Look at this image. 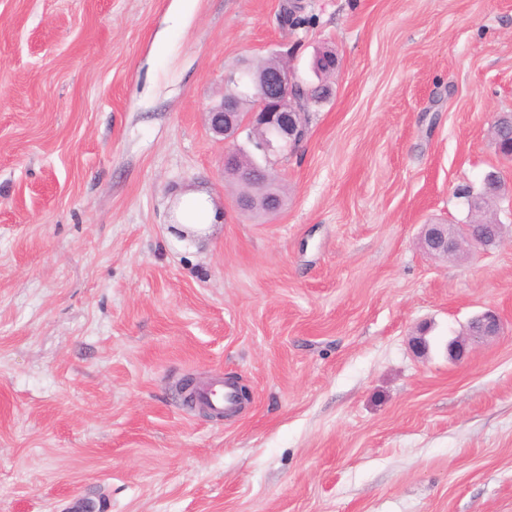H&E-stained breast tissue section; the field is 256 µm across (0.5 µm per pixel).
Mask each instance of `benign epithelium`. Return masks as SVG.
Segmentation results:
<instances>
[{
    "label": "benign epithelium",
    "instance_id": "benign-epithelium-1",
    "mask_svg": "<svg viewBox=\"0 0 512 512\" xmlns=\"http://www.w3.org/2000/svg\"><path fill=\"white\" fill-rule=\"evenodd\" d=\"M242 93L254 95L255 102L250 112L239 110L237 96H226L223 101L207 112L210 130L233 147L224 152V167L236 166L243 147L236 144L237 137L249 129L248 142L265 163L279 154L283 146L302 141L305 128L301 108L296 102L294 90L303 84L296 72L287 64L277 65L260 75L249 68H237L227 75ZM503 225L498 222L482 224H427L421 237V247L431 256H448L464 246L488 249L502 237ZM501 317L494 310H487L473 318L468 332L458 337L449 346L452 355L461 358L469 347L500 334Z\"/></svg>",
    "mask_w": 512,
    "mask_h": 512
}]
</instances>
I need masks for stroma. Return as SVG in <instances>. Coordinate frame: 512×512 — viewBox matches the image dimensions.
I'll return each instance as SVG.
<instances>
[{
	"label": "stroma",
	"instance_id": "obj_1",
	"mask_svg": "<svg viewBox=\"0 0 512 512\" xmlns=\"http://www.w3.org/2000/svg\"><path fill=\"white\" fill-rule=\"evenodd\" d=\"M284 2L0 0V512H512V0ZM320 50L285 204L244 213L206 113ZM492 171L501 242L424 254ZM190 190L205 242L172 227ZM187 377L252 398L218 421ZM217 208L212 198L199 191L186 192L181 198L177 218L182 229L201 235L217 224ZM501 327L499 314L494 310H487L469 322L467 334L452 342L449 350L456 358H462L471 345L498 336Z\"/></svg>",
	"mask_w": 512,
	"mask_h": 512
}]
</instances>
